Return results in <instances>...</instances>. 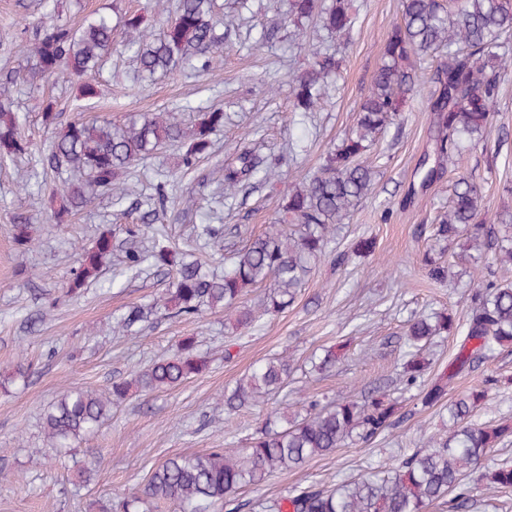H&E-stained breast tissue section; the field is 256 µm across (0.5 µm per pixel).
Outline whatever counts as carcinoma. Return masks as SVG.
<instances>
[{"instance_id":"cac0c4a2","label":"carcinoma","mask_w":512,"mask_h":512,"mask_svg":"<svg viewBox=\"0 0 512 512\" xmlns=\"http://www.w3.org/2000/svg\"><path fill=\"white\" fill-rule=\"evenodd\" d=\"M154 23L142 12H127L121 25L93 12L74 26L55 10L44 13L36 24L33 58L35 72L75 84L76 100L91 102L100 93L102 65L112 52L114 34L121 31L125 50L131 53L143 78L170 75L186 61L209 66L210 54L222 43L213 0H152ZM290 15L312 20L319 28L347 36L355 25L349 0H291ZM512 41V0H402L401 17L386 41L368 95L362 100L352 128L327 153L320 168L302 187L288 196L283 206L292 229L269 232L236 253L224 272L205 273L196 260L177 256L158 236L151 252H125L129 270L145 260L172 269L171 288L149 306L134 305L116 319L115 329L128 332L153 310H174L178 315H200L202 307L236 312L235 325L250 328L255 312L242 305L246 289L273 282L264 312L287 309L296 289L310 272L312 261L330 248V229L342 223L374 185L375 165L365 156L376 137L401 121L408 101L422 85L417 63L445 53L446 61L435 70V91L427 99L436 127V165L423 174L430 182L461 157L463 143L478 144L493 128L496 106L505 81L512 75V61L500 52ZM335 55L309 44L307 68L293 79V117L319 107L326 96L328 80L338 75ZM224 127V110L211 107L196 115L186 128L178 112L130 113L119 123L109 119H75L43 148L22 134L18 116L0 102V162L25 155L38 158L43 176L70 173V179L54 187L43 182V192L57 202L52 222L65 224L70 216L95 197L110 194L122 177L148 156L176 146L185 170L213 152L211 135ZM255 154L238 148L224 161V197L235 194L244 181L259 173ZM170 196L159 184L147 197L148 224L129 227L130 236L147 233L148 225L164 220ZM481 188L460 177L453 186L448 212L432 225V237L448 241L466 237L478 250L488 230L480 220ZM502 229L490 238L495 259L512 264V214L502 215ZM14 240L20 246L33 242L31 224H14ZM112 254V230L101 232L90 248L78 249L77 266L67 282V293H80L98 280L103 260ZM428 277L438 283L448 280V266L427 252L423 258ZM453 313L443 310L419 315L405 326L404 336L412 351L402 362L407 386L423 383L422 399L435 405L448 395V388L463 371L489 358L496 347L512 343V283L483 281L473 289L470 311L460 336L453 369L425 377L430 363L423 352L437 336L454 330ZM207 354L193 336L184 337L176 352L154 361L134 378L112 383L103 396L91 390L69 388L43 414L42 428L49 447L40 449L45 461H59L74 450V444L94 434L108 418L112 404L126 398L133 388L142 391L176 387L208 367ZM290 361L271 358L256 366L224 394V407L232 412L247 403L271 399L287 383ZM498 384L492 375L483 387L448 403V429L429 436L419 448L392 467H380L332 487L306 486L289 495L258 504L261 512H424L431 503L453 496L457 512H468L472 502L469 478L482 466L489 452L512 437V424H478L474 409L488 389ZM400 402L381 389L359 399L310 402L305 413L276 417L250 438L248 446L229 453L212 448L205 454L174 456L159 465L144 489L122 499L97 502V512H149L160 504L178 512H211L220 502L258 485L270 476L301 467L349 444L368 443L396 428ZM482 490L493 494L512 489V460L504 458L477 478Z\"/></svg>"}]
</instances>
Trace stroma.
<instances>
[{
  "label": "stroma",
  "mask_w": 512,
  "mask_h": 512,
  "mask_svg": "<svg viewBox=\"0 0 512 512\" xmlns=\"http://www.w3.org/2000/svg\"><path fill=\"white\" fill-rule=\"evenodd\" d=\"M64 20L78 23L98 10L112 16L143 10L148 0H57ZM289 0H254L242 24L224 29V42L207 70L188 66L154 82L132 79L133 63L113 47L102 68L101 95L90 105L76 101L75 89L52 77H29L35 22L44 0H0V73H24L11 89L13 109L31 137L47 141L54 132L43 126L41 104L53 100L60 123L78 117L153 113L183 108L185 124L194 110L217 104L224 109V128L217 132L213 154L188 172L177 169L178 148L138 162L137 190L99 196L68 224H50L47 198L39 193L42 168L29 160L0 164V512H89L96 499L113 501L137 492L165 459L202 454L212 448H241L275 408L300 409L303 402H329L361 397L384 385L405 399V418L384 437L348 445L314 458L300 469L274 474L237 492V510L219 504L215 512H258L257 505L310 484L330 485L391 465L420 447L442 427L438 408L422 407L417 389L402 390L401 332L413 316L448 308L465 320L474 284L472 268L459 242H437L430 226L447 212L451 184L469 176L485 195V223L512 210V78L502 90L492 132L467 152L458 165L428 185L419 168L434 157L435 129L425 109L435 85L425 82L420 96L407 106L401 127L376 139L369 154L380 157L374 190L337 225L333 245L349 250L361 236L373 238L369 256H354L337 266L333 255L322 257L296 290L291 307L261 314L255 327L235 329L234 314L222 309L185 317L157 314L137 333L113 331V318L132 305H147L161 295L168 276L152 262L129 272L122 265L135 239L123 227L138 224L147 207L152 183L169 180L171 205L157 229L179 249L215 269L223 257L244 248L278 223L288 196L317 171L333 144L354 123L393 25L401 0H351L357 24L349 39L321 33L319 46L341 60L336 87L321 106L298 122L292 78L305 69L308 53L295 40L288 20ZM255 144L265 157L285 163L269 181L251 178L234 197L216 190L223 165L240 142ZM300 144L297 156L288 147ZM194 208L185 209L184 200ZM27 217L36 244L18 246L13 220ZM220 224L221 238L200 237L202 225ZM111 230L112 254L99 283L77 295L66 284L75 264V245L92 246L103 230ZM442 254L452 273L440 285L422 264L426 251ZM197 337L207 353V370L164 391L131 393L113 404L99 430L61 462L40 465L36 449L46 447L41 428L44 412L69 387L108 392L112 383L132 378L153 361L171 355L177 341ZM332 347L341 355L336 367L312 371L310 358ZM287 357L293 371L287 385L268 402L224 409V391L253 367L274 357ZM31 367L27 379L13 377L17 363ZM498 377L475 422H512V344L498 348L478 369L461 373L449 397L481 388L486 376ZM101 457L95 479L79 484L74 463L86 452Z\"/></svg>",
  "instance_id": "1"
}]
</instances>
